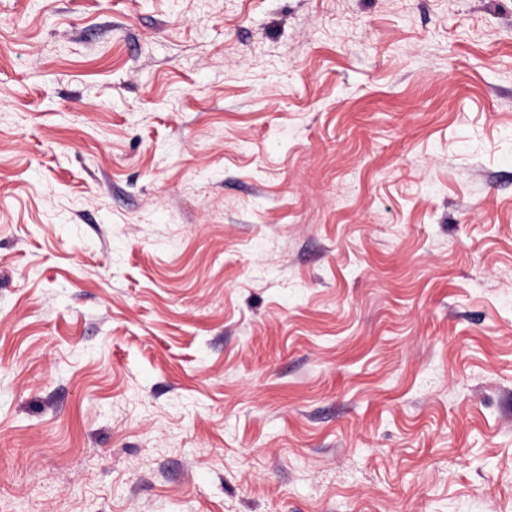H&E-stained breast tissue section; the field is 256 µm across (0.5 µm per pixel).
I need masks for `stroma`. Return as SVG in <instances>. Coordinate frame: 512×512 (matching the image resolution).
Returning a JSON list of instances; mask_svg holds the SVG:
<instances>
[{
  "label": "stroma",
  "mask_w": 512,
  "mask_h": 512,
  "mask_svg": "<svg viewBox=\"0 0 512 512\" xmlns=\"http://www.w3.org/2000/svg\"><path fill=\"white\" fill-rule=\"evenodd\" d=\"M0 512H512V0H0Z\"/></svg>",
  "instance_id": "obj_1"
}]
</instances>
